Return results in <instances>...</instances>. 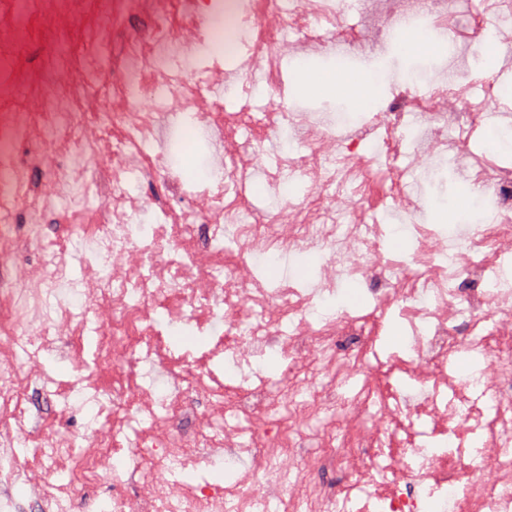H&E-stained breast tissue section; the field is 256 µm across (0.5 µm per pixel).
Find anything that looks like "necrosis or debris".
<instances>
[{
  "instance_id": "necrosis-or-debris-1",
  "label": "necrosis or debris",
  "mask_w": 512,
  "mask_h": 512,
  "mask_svg": "<svg viewBox=\"0 0 512 512\" xmlns=\"http://www.w3.org/2000/svg\"><path fill=\"white\" fill-rule=\"evenodd\" d=\"M225 9L235 67L195 63ZM345 13V0H0V512H95L118 458L134 491H113L109 512H512V166L472 147L501 103L489 83L480 99L467 84L403 86L373 117L377 152L337 135L288 101L282 67L368 40ZM490 18L511 19L512 0H388L384 15L391 28L420 19L474 44ZM35 45L48 48L36 66ZM258 84L267 99L256 111H225L212 96ZM187 113L224 144L216 188L197 189L156 149L184 134ZM412 114L422 135L410 160L458 157L486 210L451 238L410 222L411 249L397 254L370 211L377 189L404 214L415 207L395 165ZM282 125L306 150L271 163L266 142ZM22 145L49 165L38 187ZM258 175L272 187L303 177L304 200L254 220L246 185ZM133 180L163 189L146 231ZM90 188L101 200L91 213ZM56 206L94 257L78 283L31 230ZM23 251L47 261L14 264ZM309 253L326 266L314 287L258 276L257 257ZM343 283L366 294V310L321 312ZM389 314L408 342L384 358L372 325ZM184 317L211 333L207 349H168L167 324ZM63 334L80 372L58 400L79 395L96 427L80 443L39 440L33 456L64 479L22 502L7 485L27 461L1 413L52 387L20 361ZM274 351L287 359L276 378L256 368ZM155 360L170 373L160 395L132 378ZM346 382L354 392L342 393ZM217 457L239 467L234 486L179 482Z\"/></svg>"
}]
</instances>
